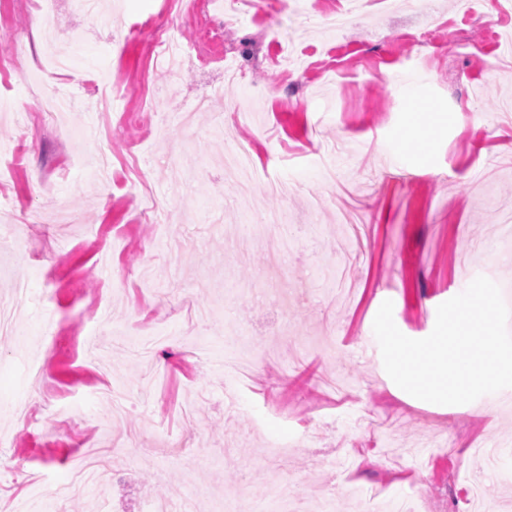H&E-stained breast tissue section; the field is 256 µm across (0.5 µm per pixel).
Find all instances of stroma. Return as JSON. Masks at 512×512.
<instances>
[{
    "label": "stroma",
    "instance_id": "obj_1",
    "mask_svg": "<svg viewBox=\"0 0 512 512\" xmlns=\"http://www.w3.org/2000/svg\"><path fill=\"white\" fill-rule=\"evenodd\" d=\"M40 0H0V141L23 145L0 171V214L19 233L0 242V301L16 332L0 335V500L51 497L53 512L89 508L58 497L77 458L112 451L104 482L118 512H193L227 490L258 508L287 477L302 496L357 512L353 489L392 498L418 483L425 512H466L465 478L482 469L475 441H498L487 501L512 500V408L487 397L438 405L400 389L357 355L392 301L406 336H428L436 309L483 275L506 288L512 247V59L495 73L491 0H365L341 30L322 23L346 0H241L238 24L212 36L185 0H112L90 19L76 0L42 17ZM217 64L166 69L148 35L162 23ZM441 27L434 44L418 41ZM221 94H211L214 85ZM69 88L60 119L40 101ZM208 95L190 126L179 117ZM439 114L433 148L403 144L420 95ZM247 105L251 120H234ZM252 142L251 206L224 176L228 141ZM334 169L339 183L324 177ZM300 185L288 200L267 182ZM83 220L40 224L41 212ZM284 215L294 239L279 278L266 248L241 233ZM170 336L151 362L133 337ZM255 340L250 380L224 372L228 336ZM28 407L30 428L13 416ZM374 448L377 460L326 479L323 459ZM27 460L35 484L14 480Z\"/></svg>",
    "mask_w": 512,
    "mask_h": 512
}]
</instances>
